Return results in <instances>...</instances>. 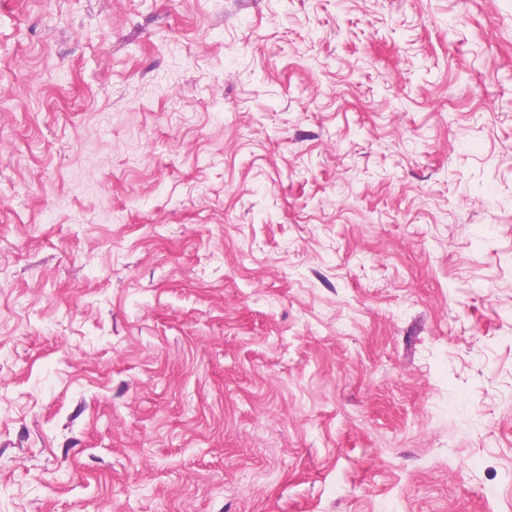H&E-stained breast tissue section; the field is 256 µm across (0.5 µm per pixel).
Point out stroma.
I'll return each mask as SVG.
<instances>
[{
    "instance_id": "35a3bbf8",
    "label": "stroma",
    "mask_w": 512,
    "mask_h": 512,
    "mask_svg": "<svg viewBox=\"0 0 512 512\" xmlns=\"http://www.w3.org/2000/svg\"><path fill=\"white\" fill-rule=\"evenodd\" d=\"M0 512H512V0H0Z\"/></svg>"
}]
</instances>
